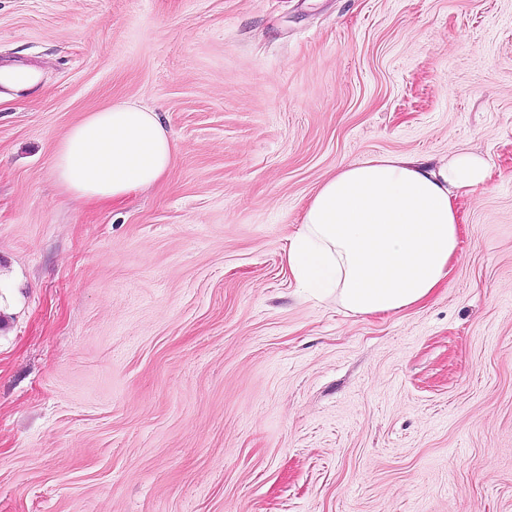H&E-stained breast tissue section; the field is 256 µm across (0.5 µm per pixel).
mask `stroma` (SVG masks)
Returning <instances> with one entry per match:
<instances>
[{"label": "stroma", "instance_id": "obj_1", "mask_svg": "<svg viewBox=\"0 0 512 512\" xmlns=\"http://www.w3.org/2000/svg\"><path fill=\"white\" fill-rule=\"evenodd\" d=\"M0 512H512V0H0ZM176 145L120 204L57 143ZM482 155L458 257L372 315L288 263L317 187ZM174 147L158 112L116 101L69 128L56 149L53 170L66 192L113 202L162 180Z\"/></svg>", "mask_w": 512, "mask_h": 512}]
</instances>
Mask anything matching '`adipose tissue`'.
Listing matches in <instances>:
<instances>
[{"label": "adipose tissue", "instance_id": "obj_1", "mask_svg": "<svg viewBox=\"0 0 512 512\" xmlns=\"http://www.w3.org/2000/svg\"><path fill=\"white\" fill-rule=\"evenodd\" d=\"M174 147L157 112L116 101L69 128L53 170L68 193L118 201L162 180ZM488 179L475 154L435 168L409 156L342 166L312 196L288 263L301 287L336 295L352 313L410 307L432 292L457 248L459 191Z\"/></svg>", "mask_w": 512, "mask_h": 512}]
</instances>
